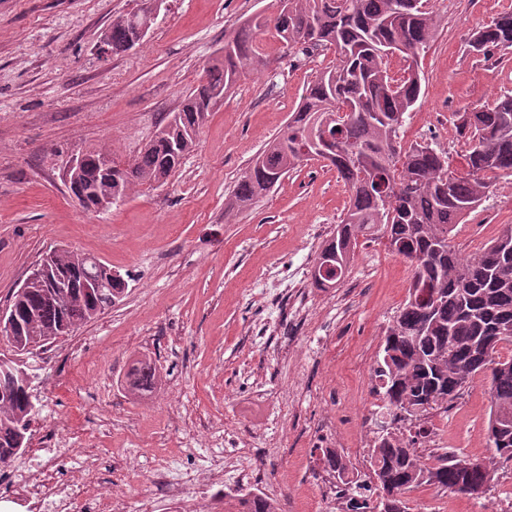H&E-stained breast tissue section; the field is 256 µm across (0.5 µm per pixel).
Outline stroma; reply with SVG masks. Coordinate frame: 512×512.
<instances>
[{"label":"stroma","instance_id":"1","mask_svg":"<svg viewBox=\"0 0 512 512\" xmlns=\"http://www.w3.org/2000/svg\"><path fill=\"white\" fill-rule=\"evenodd\" d=\"M441 25L420 57L421 95L400 146L432 142L461 168L469 145L454 113L512 92V47L470 52V33L512 0H431ZM139 0H0V308L30 268L64 247L126 274L119 301L52 345V360L21 355L33 369L39 412L32 447L53 475L85 481L88 497L139 512L153 498V467L181 465L186 508H203L197 482L214 455L252 469L250 487L281 512H326L330 486L318 461L336 432L366 471L375 434L374 367L384 334L408 295L411 270L383 243L360 240L347 276L311 284L318 254L349 204L335 169L311 161L251 208L224 200L252 158L286 126L307 84L333 51L294 55L266 30L265 64L242 76L212 112L196 149L158 188L139 186L106 211H85L64 184L72 153L109 146L127 161L204 76L226 38L278 0H165L143 41L102 55L113 18ZM512 224V179L498 180L453 231L470 255ZM156 359L161 384L135 396L124 386L132 359ZM489 383L475 378L428 428L445 449L489 455ZM73 427L58 442L54 422ZM335 430H328V422ZM246 442L240 450L225 433ZM410 512H501L512 502V461L491 494L472 499L431 486L408 495Z\"/></svg>","mask_w":512,"mask_h":512}]
</instances>
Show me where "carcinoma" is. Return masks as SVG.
<instances>
[{
    "instance_id": "obj_1",
    "label": "carcinoma",
    "mask_w": 512,
    "mask_h": 512,
    "mask_svg": "<svg viewBox=\"0 0 512 512\" xmlns=\"http://www.w3.org/2000/svg\"><path fill=\"white\" fill-rule=\"evenodd\" d=\"M143 12L141 7L112 20L106 30L112 53L139 44ZM267 26L264 18L246 20L178 111L131 160H115L107 147L85 151L69 185L80 205L90 212L101 198L116 202L139 185L168 180L197 146L218 101L242 74L264 65L253 32ZM273 28L287 48L306 56L334 49L336 64L308 83L285 130L255 156L225 199L224 213L250 208L271 190L272 178L313 159L309 124L317 119L350 199L317 258L315 284L331 288L345 278L361 237L385 240L388 251L411 268L408 297L386 330L374 368L382 405L370 475L363 478L334 449L323 450L320 461L336 478L346 512H409L406 494L422 485L481 498L493 487L497 465L512 460V357L501 359L497 344L485 349L497 329L512 326V224L467 257L451 239L455 225L487 198L494 180L512 177V94L455 113L456 132L470 141L465 171L459 172L447 152L429 143L398 149L405 115L421 94L418 58L440 28L425 0H288ZM468 44L483 56L512 47V11L473 31ZM396 52L407 63L397 79L389 59ZM335 253L333 268L321 271L324 257ZM53 255L44 286L13 293L8 305L16 329L6 336L14 357L0 356V465L24 447L36 413L33 378L17 356L93 320L125 291L124 279L109 277V267L96 258L65 248ZM479 375L489 378L492 454L471 468L460 466L453 452L427 462L416 448L428 438L426 416ZM126 379L133 388H152L160 373L152 359H138ZM230 508L276 512L271 498L252 492Z\"/></svg>"
}]
</instances>
